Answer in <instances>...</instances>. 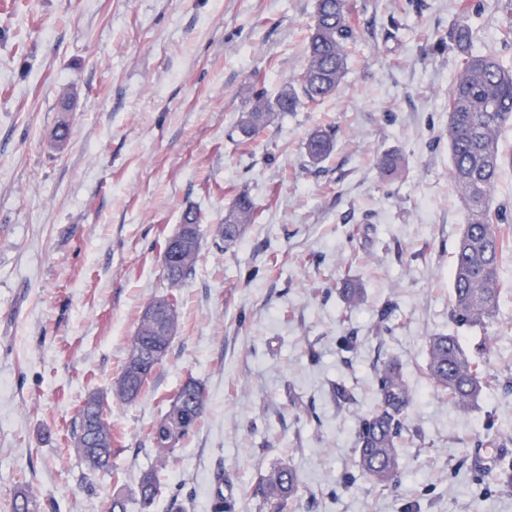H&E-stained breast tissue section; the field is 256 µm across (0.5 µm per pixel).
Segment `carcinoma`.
I'll return each mask as SVG.
<instances>
[{"mask_svg": "<svg viewBox=\"0 0 512 512\" xmlns=\"http://www.w3.org/2000/svg\"><path fill=\"white\" fill-rule=\"evenodd\" d=\"M360 29L359 15L351 0H317L316 20L306 45V64L299 79L283 85L277 96L267 98L255 93L250 111L239 115L235 131L246 139L258 135L275 112H295L304 104H313L333 96L345 77L350 45ZM477 32L470 22V10H463L460 20L448 29L439 45L448 47L459 59L448 91V149L451 160V182L466 210L455 244L452 270L450 316L459 328L485 329L495 322L500 300L512 287L503 278L502 266L512 254V225L507 222L503 206L494 202L497 182L504 168L512 161L502 156L498 138L503 128L512 123V65L507 66L491 53L476 49ZM334 131L312 130L305 140V154L311 163H320L334 148ZM378 168L391 179L402 177L401 157L393 152L378 157ZM257 207L243 192L224 214V223L217 225L215 242L231 244L242 231L256 223ZM201 218L189 210L182 224L190 228L191 241L180 247L178 258L163 263L165 278L176 286L194 273L201 243ZM168 308L154 318L143 312L133 336L121 376L131 384L113 390L122 403L138 399L148 379L135 371L143 346L159 335L157 325L164 324L169 333L178 325V299L172 295L161 299ZM378 406L359 421L357 434L358 472L378 487L398 481V448L403 440L405 412L411 393L404 380L400 363L382 362L375 368ZM426 373L435 388L460 408L475 403L488 386V379L477 358L465 349L458 337L435 334L427 339ZM182 398L183 417L173 433L165 432L163 418L150 429L152 450L160 461L176 456L181 442L195 428L204 410L205 391L200 382L189 378L174 393ZM110 407L99 409L96 395L83 403L77 417V429L91 430L92 439L76 445L79 455L91 471L112 466L114 438ZM297 471L282 464L259 473L253 494L271 512H287L288 502L299 491ZM158 494L154 471L142 473L137 495L143 512H149ZM13 512H39L36 499L25 489L13 492Z\"/></svg>", "mask_w": 512, "mask_h": 512, "instance_id": "obj_1", "label": "carcinoma"}]
</instances>
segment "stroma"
Listing matches in <instances>:
<instances>
[{
    "instance_id": "stroma-1",
    "label": "stroma",
    "mask_w": 512,
    "mask_h": 512,
    "mask_svg": "<svg viewBox=\"0 0 512 512\" xmlns=\"http://www.w3.org/2000/svg\"><path fill=\"white\" fill-rule=\"evenodd\" d=\"M511 1L481 0L474 16L477 48L508 63ZM464 2L354 0L360 38L335 95L243 142L232 133L252 87L272 98L303 70L317 0H0V512L18 487L42 512H105L118 492L141 512L153 467L152 512L174 498L215 512L218 486L233 512H261L252 483L281 463L301 477L288 512H512L498 477L512 467V292L487 330L449 315L464 213L444 136L456 60L436 44ZM328 124L335 148L311 165L306 135ZM385 152L403 157L402 180L380 176ZM242 192L258 220L216 247ZM190 209L201 249L174 287L162 251ZM346 281L364 293L352 309ZM170 294L169 352L139 399L113 403L112 468L89 472L79 408L111 396L143 310ZM454 330L490 382L466 411L426 376L427 336ZM388 358L413 401L383 490L358 476L355 448ZM190 377L205 413L158 465L149 429ZM157 494L158 483L154 471L143 472L138 483L137 495L144 512H150L149 509L153 506Z\"/></svg>"
}]
</instances>
